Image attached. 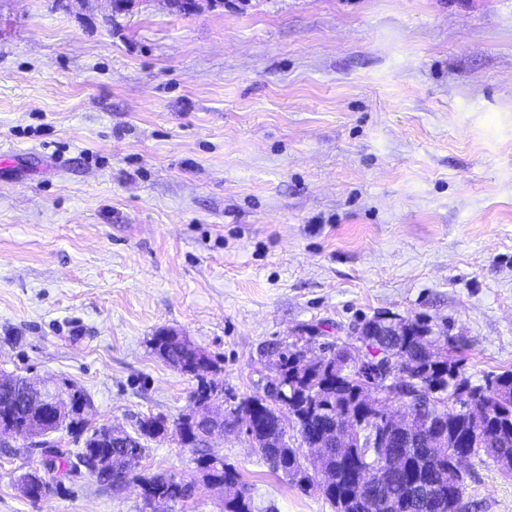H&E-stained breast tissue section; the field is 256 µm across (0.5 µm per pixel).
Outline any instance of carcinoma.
Instances as JSON below:
<instances>
[{
    "label": "carcinoma",
    "mask_w": 512,
    "mask_h": 512,
    "mask_svg": "<svg viewBox=\"0 0 512 512\" xmlns=\"http://www.w3.org/2000/svg\"><path fill=\"white\" fill-rule=\"evenodd\" d=\"M409 332L389 338L377 334V322L367 321V350L390 348V355L399 361L408 356L414 362L409 376L422 391L435 401L433 412L443 417L437 429L420 428L412 433V442L397 444L396 451L403 457L401 466L393 469L385 465L389 455L365 443L368 426L376 424L367 407L361 402V365L336 364L339 349L326 357L335 370L325 375L318 370L299 369V350L294 344L273 351L275 361L288 374L285 393L288 406L271 400L267 393L243 398L229 410L232 420L249 415L258 417L262 432L258 433L255 451L274 469L282 471L289 480L302 487L313 480L318 470H328L334 491H326L325 499L335 512H368L348 498L356 494V484L363 471L378 473L380 498L374 512H457L458 501L465 499V476L454 474L453 455L467 452L472 457H485L497 462L512 458V370L490 373L481 384H473L462 372L459 361L448 356V337L432 324L416 319L408 321ZM156 353L171 366L190 373L195 368L211 366L210 358L203 364L191 356L185 340L156 336L152 340ZM0 414L8 415L18 428L26 427L30 416L24 406L12 396L10 389L0 382ZM294 421L300 444L307 448L316 442H328L340 434V426L357 424L353 430L356 447L342 457L333 449L319 460L302 453L283 440L285 422ZM154 418L139 422L137 436L130 437L125 447H114L103 427L93 429L97 438L84 443L74 457L73 467L86 463V457L105 462L104 469L86 467L103 485L117 487L132 473V461L141 456V439L152 438ZM204 474L205 485L224 490V512H253L249 488L240 473L224 462V458L205 454L197 459ZM420 481L432 489V495L418 504L406 498L410 484ZM144 489L161 494L170 493L169 485H181L185 492L179 500L186 501L196 492L195 483L182 477L155 475L142 479Z\"/></svg>",
    "instance_id": "cac0c4a2"
}]
</instances>
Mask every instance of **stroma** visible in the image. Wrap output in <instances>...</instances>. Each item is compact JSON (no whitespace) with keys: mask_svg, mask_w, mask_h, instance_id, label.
Wrapping results in <instances>:
<instances>
[{"mask_svg":"<svg viewBox=\"0 0 512 512\" xmlns=\"http://www.w3.org/2000/svg\"><path fill=\"white\" fill-rule=\"evenodd\" d=\"M380 315L436 325L471 382L512 370V0H0V373L131 434ZM167 333L212 368L161 359ZM143 446L123 485L32 501L40 449L0 445V512H140V477L203 452L263 512H334L245 434ZM465 471L469 512H512V478Z\"/></svg>","mask_w":512,"mask_h":512,"instance_id":"stroma-1","label":"stroma"}]
</instances>
